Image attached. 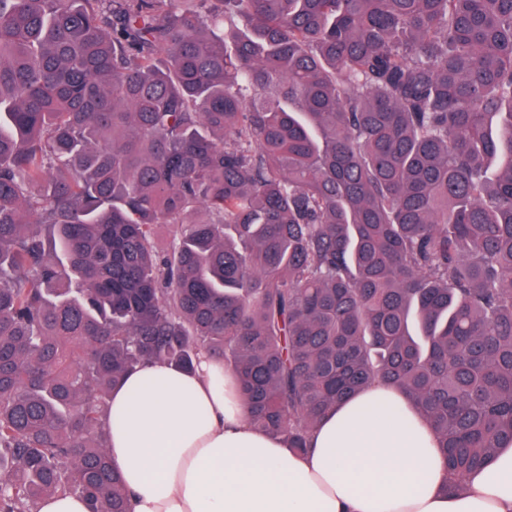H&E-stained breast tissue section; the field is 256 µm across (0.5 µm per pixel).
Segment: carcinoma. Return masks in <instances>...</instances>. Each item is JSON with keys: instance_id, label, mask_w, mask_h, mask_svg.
Here are the masks:
<instances>
[{"instance_id": "carcinoma-1", "label": "carcinoma", "mask_w": 512, "mask_h": 512, "mask_svg": "<svg viewBox=\"0 0 512 512\" xmlns=\"http://www.w3.org/2000/svg\"><path fill=\"white\" fill-rule=\"evenodd\" d=\"M202 352L298 452L375 382L512 446V0H0V512H128L106 401ZM36 512H89V504L83 496L59 493L40 501Z\"/></svg>"}]
</instances>
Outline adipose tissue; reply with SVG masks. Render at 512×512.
<instances>
[{
  "label": "adipose tissue",
  "mask_w": 512,
  "mask_h": 512,
  "mask_svg": "<svg viewBox=\"0 0 512 512\" xmlns=\"http://www.w3.org/2000/svg\"><path fill=\"white\" fill-rule=\"evenodd\" d=\"M380 383L341 403L290 450L251 427L235 373L200 355L192 373L147 363L109 400L123 427L107 438L131 512H512V450L451 490L429 425Z\"/></svg>",
  "instance_id": "1"
}]
</instances>
